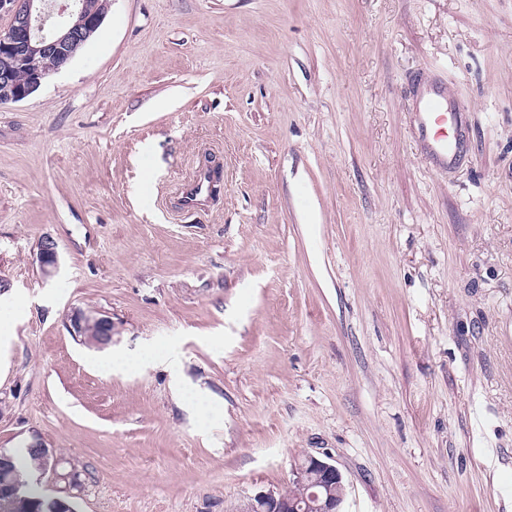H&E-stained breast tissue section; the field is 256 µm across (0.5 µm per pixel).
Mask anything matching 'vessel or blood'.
I'll use <instances>...</instances> for the list:
<instances>
[{
  "instance_id": "obj_1",
  "label": "vessel or blood",
  "mask_w": 512,
  "mask_h": 512,
  "mask_svg": "<svg viewBox=\"0 0 512 512\" xmlns=\"http://www.w3.org/2000/svg\"><path fill=\"white\" fill-rule=\"evenodd\" d=\"M416 101V135L428 158L441 171L455 170L463 158L467 134L461 112L449 100L445 85L435 78L419 83ZM211 188V174L199 171L183 185L179 195L180 207L196 209L208 197Z\"/></svg>"
}]
</instances>
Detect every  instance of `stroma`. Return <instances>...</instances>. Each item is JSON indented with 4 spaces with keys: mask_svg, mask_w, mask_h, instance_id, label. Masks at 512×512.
<instances>
[{
    "mask_svg": "<svg viewBox=\"0 0 512 512\" xmlns=\"http://www.w3.org/2000/svg\"><path fill=\"white\" fill-rule=\"evenodd\" d=\"M420 72L467 110L449 175ZM77 309L157 359L105 373ZM6 312L0 448H53L77 512H243L308 454L343 512H512V0H109L0 105ZM212 188V176L208 171H199L195 177L183 185L179 195V205L185 210H194L208 197ZM69 321L74 336L85 338V342L89 344L95 345L93 341L98 340V331L99 336H104V341L106 342L100 345H106L112 340V321L108 317L97 316L93 311L76 310L70 315ZM91 325H96L98 331L95 328H88L87 334L83 336L86 328Z\"/></svg>",
    "mask_w": 512,
    "mask_h": 512,
    "instance_id": "stroma-1",
    "label": "stroma"
}]
</instances>
